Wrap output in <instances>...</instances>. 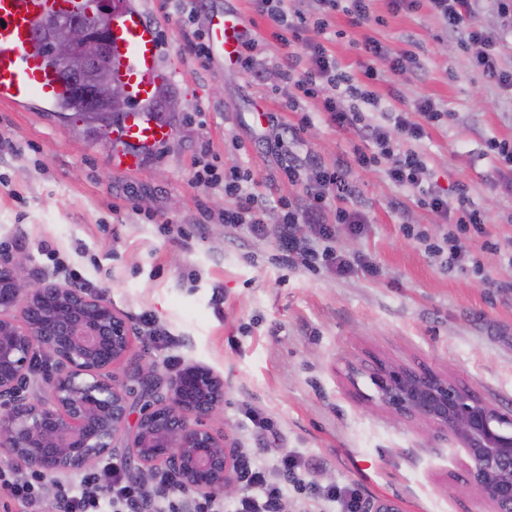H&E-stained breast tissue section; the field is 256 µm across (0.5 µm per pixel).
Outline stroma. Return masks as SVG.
Instances as JSON below:
<instances>
[{
  "label": "stroma",
  "instance_id": "1",
  "mask_svg": "<svg viewBox=\"0 0 512 512\" xmlns=\"http://www.w3.org/2000/svg\"><path fill=\"white\" fill-rule=\"evenodd\" d=\"M142 3L165 34L166 93L181 108L160 113L174 134L145 152L138 172L113 170L110 137L71 113L34 99L0 101V255L25 256L14 276L105 295L125 317L132 350L115 373L130 394L131 417L139 415L141 394L134 365L151 364L165 380L190 365L212 369L224 381L223 426L242 462L285 451L301 456L305 488L289 491L284 512H322L313 490L331 483L356 488L365 504L396 501L402 512H487L447 447L369 406V378L350 386L344 368L381 360L427 369L512 407V266L491 252L480 253L477 273L442 266L426 244L446 224L380 165L350 176L354 203L369 218L366 232L342 227L336 240L343 252L370 257L376 277L279 264L274 234L222 224L232 202L222 188L196 183L202 152L248 173L272 225L278 199L303 192L278 169L281 126L301 128L284 144L291 156L327 165L349 156L360 139L329 125L319 101L300 113L282 108L271 91L282 51L252 0H198L195 25L205 28L215 7L253 22L264 37L261 83L237 68L196 64L182 41L180 0ZM349 31L330 47L354 76L364 59L352 43L367 37L425 61L398 84L405 108L429 96L448 113L421 142L429 179L451 191L465 186L488 217L489 238L512 247V168L485 154L488 139L512 141V94L471 70L429 6ZM406 222L423 239L405 237ZM145 314L167 340L145 336ZM251 410L269 419V429L248 419Z\"/></svg>",
  "mask_w": 512,
  "mask_h": 512
}]
</instances>
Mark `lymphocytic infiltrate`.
<instances>
[{
	"label": "lymphocytic infiltrate",
	"mask_w": 512,
	"mask_h": 512,
	"mask_svg": "<svg viewBox=\"0 0 512 512\" xmlns=\"http://www.w3.org/2000/svg\"><path fill=\"white\" fill-rule=\"evenodd\" d=\"M429 2L449 37L470 50L471 68L481 72L500 89L512 92V70L503 69L499 55L503 45L502 27L512 28V0H494L500 21L499 28L483 24L473 0H387L389 13L402 9H418ZM311 12L298 8L296 0H253L255 9L272 21L273 36L283 50L279 64V89L288 111H302L305 103L320 100L321 110L330 125L342 131L361 134L364 146L354 147L352 156L339 159L334 167L313 160L286 157L283 171L289 181L302 184L300 201L279 199V220L274 229L280 259L283 263L322 260L324 265L344 276L354 271L374 277L377 265L364 256H350L335 245L338 225H345L351 234H363L368 222L364 211L353 199L356 188L349 178L352 168L384 165L387 178L394 184L417 191L418 202L437 214L450 229L442 244L432 245V254L445 258L448 268L466 269L477 264L472 250L464 247L467 239H480V248L498 253L501 261L512 266V249L499 247L488 239V219L475 206L465 191L456 199L430 183L427 164L419 150L429 127L438 125L444 111L431 97L418 99L413 111L391 108L387 123H369L360 111V104H374L378 94L375 81L385 75L399 76L407 62L423 68L424 62L411 52L392 55L378 39L363 40L359 49L366 59L363 80L342 72L329 47L328 34L336 13H343L350 27L362 28L381 23L375 15L374 0H315ZM198 181L222 186L232 205L221 220L231 225H249L252 233L265 234L266 208L262 199L247 187L248 177L231 166L218 169L207 163L196 173ZM303 466L301 457L284 452L272 464L261 463L251 470L249 494L238 501L223 503L212 497H200L184 505L180 486L174 475L158 476L165 486L163 495L152 497L142 486L127 480L122 467L115 462L103 470L85 473L73 483L58 486L55 492L57 512H277L288 493V478ZM45 493L42 476L33 474L18 478L13 471L0 469V512H37Z\"/></svg>",
	"instance_id": "lymphocytic-infiltrate-1"
}]
</instances>
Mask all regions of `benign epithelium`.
Returning <instances> with one entry per match:
<instances>
[{"mask_svg":"<svg viewBox=\"0 0 512 512\" xmlns=\"http://www.w3.org/2000/svg\"><path fill=\"white\" fill-rule=\"evenodd\" d=\"M101 20L59 16L42 30L61 73L89 105L127 99L104 63L112 0H99ZM18 261L0 259V461L45 473L81 471L128 437L137 477L167 469L195 494L224 496L239 488L240 463L220 421L224 382L201 365L183 369L161 399L146 401L128 426L129 396L112 369L130 349V328L104 296L78 288L16 279ZM55 358L50 397L18 395L37 350ZM370 379L374 391L362 398L399 420L422 425L448 445L464 466L469 484L489 512H512V409L490 405L457 383L426 370L376 361L350 364L353 388Z\"/></svg>","mask_w":512,"mask_h":512,"instance_id":"obj_1","label":"benign epithelium"}]
</instances>
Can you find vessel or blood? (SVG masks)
I'll list each match as a JSON object with an SVG mask.
<instances>
[{"instance_id":"obj_1","label":"vessel or blood","mask_w":512,"mask_h":512,"mask_svg":"<svg viewBox=\"0 0 512 512\" xmlns=\"http://www.w3.org/2000/svg\"><path fill=\"white\" fill-rule=\"evenodd\" d=\"M93 0H0V100L21 104L31 99L48 106L62 101L68 86L49 65L36 40L40 22L58 12L92 14ZM254 29L236 12L212 14L207 29V67L236 66ZM111 52L114 72L129 88L133 107L112 127V167L131 172L145 151L168 141L173 130L142 112L156 99L170 75L162 64L156 25L141 0H120L112 12Z\"/></svg>"}]
</instances>
